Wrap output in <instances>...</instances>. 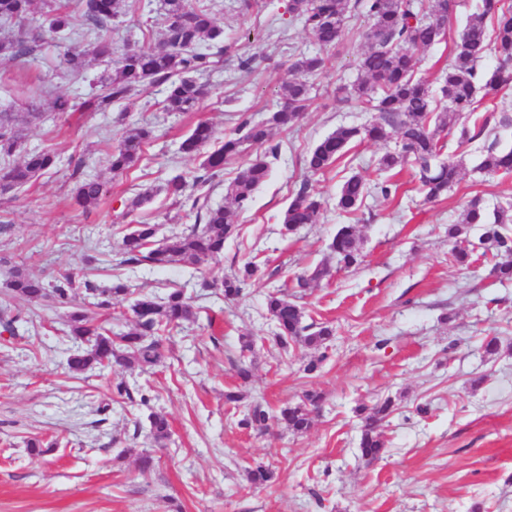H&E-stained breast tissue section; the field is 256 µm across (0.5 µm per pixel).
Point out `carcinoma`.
I'll use <instances>...</instances> for the list:
<instances>
[{
	"label": "carcinoma",
	"mask_w": 512,
	"mask_h": 512,
	"mask_svg": "<svg viewBox=\"0 0 512 512\" xmlns=\"http://www.w3.org/2000/svg\"><path fill=\"white\" fill-rule=\"evenodd\" d=\"M86 28L73 26L69 10L47 0L46 33L53 39L58 35L74 34L82 46H73L64 52L61 65L75 77L86 71L92 59L113 60L112 72L101 81L98 92L85 103L94 111L128 99L136 91L149 86H165L162 101L168 112H192L206 95L205 88L190 77L192 73L209 70L226 51L222 46L223 30L215 23L212 11L206 6H194L190 0H163V42L160 50L127 46L117 50L112 38L102 34L125 8V0H76ZM33 0H0V21L23 24L32 13ZM454 0H288L287 12L299 19L304 28L323 49H329L339 39L348 13L362 9L370 20L364 33L368 49L359 60L358 69L364 79L354 82L347 90V100L365 112H376V120L364 127L340 126L322 139L305 159L306 172L317 175L328 170L357 141H381L396 138V149L386 152L379 160V170L400 171L413 164L418 169L420 190L425 199L437 201L448 196L458 181L459 166L444 162L440 156L448 145L454 124L452 118L475 112L478 90L491 96L512 83V74L498 67L490 73L479 74L478 64L485 56L487 25H492L494 50L502 62L512 61V7L501 0H481L479 11L471 15L455 42L441 87L446 104H439L430 87L415 77L416 51L439 42L444 35L448 14L454 11ZM36 37L23 31L0 40V57L21 65L36 52ZM329 58L300 55L292 66L295 75L281 83V103L260 122L249 116L240 120L236 132L208 154L202 168L206 174L194 179L195 192L186 193L184 180L176 176L168 181V196L181 197L191 202L190 212L195 224L181 234L162 241L156 240V227L140 222L123 230L121 237V264L130 267L142 265L163 269L180 264L194 271L209 260L224 253V243L238 236L239 213L251 204L255 191L266 182L270 173L267 157L276 156L279 144L273 143L271 130L290 129L299 120L310 103L306 77L324 71ZM22 129L15 123L14 113L0 112V156L10 157L19 150ZM152 131L139 128L125 134L114 145H109L108 158L112 173L120 174L132 168L140 159L143 146L151 139ZM215 137L207 122H199L181 144L187 155L197 153ZM257 150L248 163L241 166L230 185V204L212 206L205 191L212 175L224 170V164L250 150ZM54 164L49 150L27 153L22 162L0 170V193L22 191ZM479 168L487 173H512V148L500 150L491 143ZM75 199L83 207L99 203L109 192L106 182L91 178L74 169ZM386 199L396 195L397 185L387 178L368 184L354 174L342 184L336 197V207L347 215L356 213L369 192ZM324 210L321 198L311 194L307 182H302L291 196L282 213L281 224L293 234L306 224L319 222ZM482 226L480 243L484 253L495 258L490 275L501 282L512 280V206L490 211L483 199L475 195L467 203L464 218L448 225V239L454 243L452 255L461 265H467L473 256L468 235L475 225ZM336 265L349 269L362 259V241L358 226L343 224L330 245ZM257 272L252 261L221 281L204 279L199 287L211 290L226 300L245 297V286ZM6 288L15 300L33 303L50 299L67 306L75 301L76 290L97 299L92 311L81 306L71 312L67 337L71 353L67 365L74 376L89 370H106L119 365L130 370H145L164 362L163 341L186 322H196L199 310L180 289L163 298L138 294L130 310L132 327L116 331L106 327L107 319L99 310L109 308L103 299L105 292L91 281L79 282L63 275L54 282H46L27 273L20 265L9 269ZM266 313L275 323L274 340L281 348L289 343H302L321 348L333 336V329L324 323L307 321L305 311L288 300L285 292H271L266 296ZM321 396L307 392L301 402L289 405L279 413L269 412L256 404L241 420V424L258 433L266 432L276 423L293 433H304L312 426L313 407ZM390 397L369 409H362L361 456L367 462L379 460L386 453L381 427L394 411ZM149 431L155 442L163 446L170 437V424L165 415H148ZM247 478L254 486L274 482L275 471L266 465L248 470Z\"/></svg>",
	"instance_id": "carcinoma-1"
}]
</instances>
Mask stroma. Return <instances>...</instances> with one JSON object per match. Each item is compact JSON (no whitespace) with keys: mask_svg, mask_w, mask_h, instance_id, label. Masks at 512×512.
<instances>
[{"mask_svg":"<svg viewBox=\"0 0 512 512\" xmlns=\"http://www.w3.org/2000/svg\"><path fill=\"white\" fill-rule=\"evenodd\" d=\"M128 2L129 11L112 21L113 42L160 47L162 0ZM455 2L445 41L416 54V76L435 93L478 5ZM192 3L212 6L227 47L219 65L201 76L207 94L192 112L163 111L160 87L104 112L84 109L108 66L96 61L83 78H71L59 66L69 45L63 38L39 47L25 67L0 59V112H42L41 122L23 125L22 149L55 154L54 166L28 190L0 195V218L9 222L0 232V257L23 261L46 280L75 272L100 288L123 283L159 297L180 288L202 313L165 342L163 367L144 373L117 366L76 379L66 368L68 308L12 299L8 269L0 265V314L32 320L23 336L0 334V512H171L176 504L182 512H512V283H490V259L478 251L470 266L456 265L448 240L449 225L470 197L481 196L491 209L512 205V174L492 176L478 167L490 143L512 148V129L498 126L502 113L512 114V85L483 100L485 131L460 116L458 127L470 135L450 138L442 155L461 165L447 198L425 201L407 168L396 197L372 193L356 214L340 213L336 195L344 180L358 174L375 182L377 162L390 148L356 143L326 173L304 175L317 143L337 127L373 118L342 92L358 78L366 49L369 20L352 17L329 53L330 67L309 78V110L292 129L274 131L280 150L271 176L240 214L239 235L225 243L223 256L197 277L177 265L131 268L119 251L126 200L153 190L135 218L155 224L158 238L193 224L164 191L172 177L190 182L201 172L203 155L181 153V141L201 120L214 127L219 146L242 116L265 119L299 53L317 50L302 24L290 20L288 0H260L249 9L241 0ZM248 56L256 62L246 70L240 60ZM54 94L79 102V110L54 112ZM139 126L150 128L152 139L134 167L112 174L106 139ZM77 166L109 183L110 196L96 208L73 199ZM303 184L324 201L322 219L283 236L281 214ZM342 224L358 225L362 264L319 286L296 288L297 277L327 256ZM251 259L258 271L240 302L201 295L198 277L224 278ZM282 286L311 319L335 327L326 352L274 345L264 301ZM246 336L255 347L245 383L236 364ZM494 337L501 347L490 356L484 346ZM318 357L322 367L308 377L303 366ZM119 382L128 394L114 393ZM308 390L323 395L308 432L260 434L241 426L254 402L276 411ZM228 391L240 392L241 401L225 403ZM386 397L398 404L384 428L387 453L369 465L358 457L356 409ZM153 410L170 420L163 448L149 434ZM34 440L41 448L30 449ZM143 451L154 456V470L139 469ZM258 463L275 468L271 485H249L246 473Z\"/></svg>","mask_w":512,"mask_h":512,"instance_id":"35a3bbf8","label":"stroma"}]
</instances>
